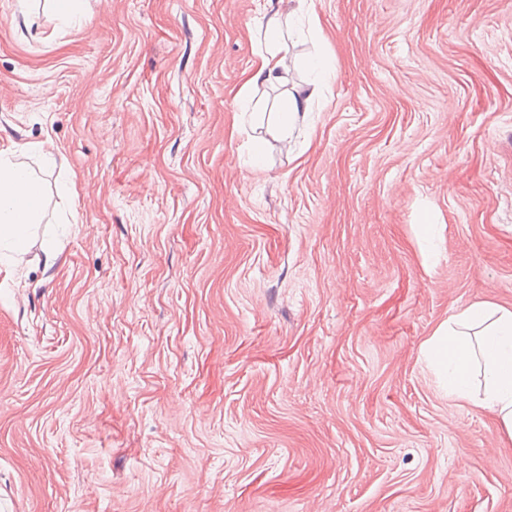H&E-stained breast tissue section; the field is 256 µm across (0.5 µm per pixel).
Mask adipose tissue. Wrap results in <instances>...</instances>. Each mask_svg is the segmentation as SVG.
Segmentation results:
<instances>
[{"label":"adipose tissue","mask_w":512,"mask_h":512,"mask_svg":"<svg viewBox=\"0 0 512 512\" xmlns=\"http://www.w3.org/2000/svg\"><path fill=\"white\" fill-rule=\"evenodd\" d=\"M306 0H292L288 9H272L258 21L262 38L256 66L248 74L242 89L280 86L284 92L275 102L280 134H287L296 123L305 120L313 90L327 81L329 74L320 58L308 60L311 78L307 86L286 84L288 41L285 37ZM39 158L53 163L46 142L30 141L17 149H0V250L21 253L31 229L39 221L44 184L28 164ZM423 354L440 377L449 397L469 400L474 366H481L484 395L480 408L492 411L502 438L512 441V310L492 303H477L441 324L425 343Z\"/></svg>","instance_id":"adipose-tissue-1"}]
</instances>
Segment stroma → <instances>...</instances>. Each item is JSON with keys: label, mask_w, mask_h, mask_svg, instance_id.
Returning a JSON list of instances; mask_svg holds the SVG:
<instances>
[{"label": "stroma", "mask_w": 512, "mask_h": 512, "mask_svg": "<svg viewBox=\"0 0 512 512\" xmlns=\"http://www.w3.org/2000/svg\"><path fill=\"white\" fill-rule=\"evenodd\" d=\"M19 3L0 149L77 198L0 272V512H512V444L421 356L512 309V0H307L294 79L335 78L285 141L235 99L268 0ZM54 3L55 19L61 26L83 31L80 15L76 8L78 0H52Z\"/></svg>", "instance_id": "35a3bbf8"}]
</instances>
